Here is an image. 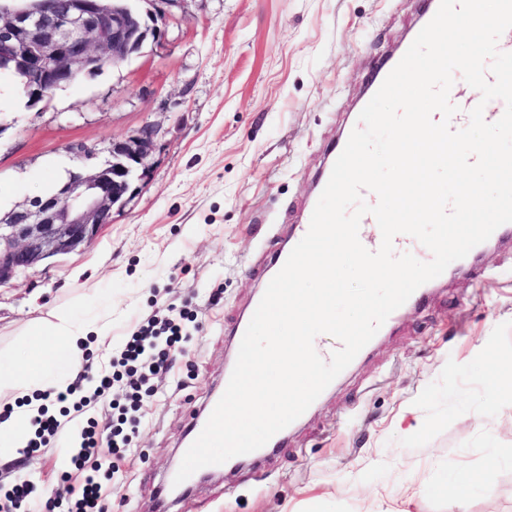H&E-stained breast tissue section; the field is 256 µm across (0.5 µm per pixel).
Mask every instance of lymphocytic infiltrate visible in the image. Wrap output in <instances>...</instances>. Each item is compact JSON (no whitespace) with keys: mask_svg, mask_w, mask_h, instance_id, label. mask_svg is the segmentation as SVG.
<instances>
[{"mask_svg":"<svg viewBox=\"0 0 512 512\" xmlns=\"http://www.w3.org/2000/svg\"><path fill=\"white\" fill-rule=\"evenodd\" d=\"M185 324L182 317L158 318L151 316L143 320L131 336L124 340L118 357L113 358L108 368L89 375L78 373L65 389L44 392L45 403L38 409L34 420L35 436L29 439L25 451L32 456L40 455L51 439L70 427L80 424V443L68 454V465L76 471H86L83 485L74 493V506L69 512H107L103 501V488L96 478L102 468L97 455L99 449H109L116 454L129 442L123 426L128 421L129 408L137 407L143 384L152 376L166 370L171 357L183 350ZM126 382V403L117 409L115 427L108 433L97 429L94 418L88 412L119 382ZM58 406V413H51V406Z\"/></svg>","mask_w":512,"mask_h":512,"instance_id":"f902f5d3","label":"lymphocytic infiltrate"}]
</instances>
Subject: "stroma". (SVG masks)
<instances>
[{"label": "stroma", "mask_w": 512, "mask_h": 512, "mask_svg": "<svg viewBox=\"0 0 512 512\" xmlns=\"http://www.w3.org/2000/svg\"><path fill=\"white\" fill-rule=\"evenodd\" d=\"M160 43L29 103L0 72V205L153 128L151 171L82 250L0 286V368L57 307L107 326L119 347L145 318L189 311L184 352L144 395L141 424L103 480L111 512H157L194 416L221 393L237 324L273 256L317 195L326 152L396 52L420 0H176ZM512 387V245L435 280L341 373L281 448L196 485L167 512H512V418L487 407ZM64 432L46 454L0 457V496L32 481L30 512L67 473ZM500 462L466 506L433 484Z\"/></svg>", "instance_id": "stroma-1"}]
</instances>
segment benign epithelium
Returning a JSON list of instances; mask_svg holds the SVG:
<instances>
[{
  "mask_svg": "<svg viewBox=\"0 0 512 512\" xmlns=\"http://www.w3.org/2000/svg\"><path fill=\"white\" fill-rule=\"evenodd\" d=\"M136 0H29L0 7V72L22 78L33 102L105 63L117 65L159 41L164 11L142 13ZM154 131L142 129L106 149L77 144L88 160L44 198H27L0 212V286L45 259L81 250L112 223L149 174Z\"/></svg>",
  "mask_w": 512,
  "mask_h": 512,
  "instance_id": "1",
  "label": "benign epithelium"
}]
</instances>
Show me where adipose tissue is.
<instances>
[{"instance_id":"ef3b65f1","label":"adipose tissue","mask_w":512,"mask_h":512,"mask_svg":"<svg viewBox=\"0 0 512 512\" xmlns=\"http://www.w3.org/2000/svg\"><path fill=\"white\" fill-rule=\"evenodd\" d=\"M89 334V328L76 321L70 312L56 310L51 320L33 330L30 353L21 369L0 375V400L57 386V379L51 378L48 372L54 348H62L68 362L79 365L85 355L83 346Z\"/></svg>"}]
</instances>
